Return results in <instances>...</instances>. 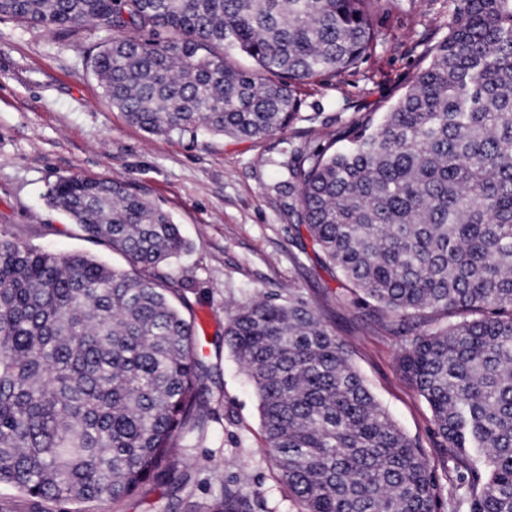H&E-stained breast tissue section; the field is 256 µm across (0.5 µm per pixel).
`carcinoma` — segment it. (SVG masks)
<instances>
[{"mask_svg":"<svg viewBox=\"0 0 512 512\" xmlns=\"http://www.w3.org/2000/svg\"><path fill=\"white\" fill-rule=\"evenodd\" d=\"M374 0H0V16L76 36L112 107L149 135L262 138L299 118L296 87L355 66ZM251 64L243 65L236 55ZM379 120L298 146L288 216L324 262L408 334L403 378L426 400L469 512H512V0H459L448 36ZM132 268L0 237V484L36 502H120L189 462L206 370L185 283L190 248L127 183L48 191ZM417 320L429 329L410 333ZM251 380L263 453L301 512H439L441 479L376 400L321 309L249 301L224 326ZM213 512H249L230 487Z\"/></svg>","mask_w":512,"mask_h":512,"instance_id":"cac0c4a2","label":"carcinoma"}]
</instances>
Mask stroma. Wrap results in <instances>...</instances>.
Masks as SVG:
<instances>
[{
  "label": "stroma",
  "mask_w": 512,
  "mask_h": 512,
  "mask_svg": "<svg viewBox=\"0 0 512 512\" xmlns=\"http://www.w3.org/2000/svg\"><path fill=\"white\" fill-rule=\"evenodd\" d=\"M457 0H382L367 54L337 76L299 85L302 118L265 139L153 136L113 108L87 67L100 31L61 37L0 18V233L53 253H84L117 268L125 258L92 242L46 199L63 177L120 179L168 210L191 242L167 267L193 281L186 301L198 324V352L210 369L212 410L203 438L182 450L191 478L147 487L96 512H210L225 487L239 489L252 512H299L265 456L258 399L224 343L238 306L262 296L319 303L345 340L379 402L437 470L453 462L437 448L429 405L401 376L402 334L386 327L374 302H345L346 283L313 248H301L272 185L292 147L331 144L337 129L382 116L442 39Z\"/></svg>",
  "instance_id": "obj_1"
}]
</instances>
